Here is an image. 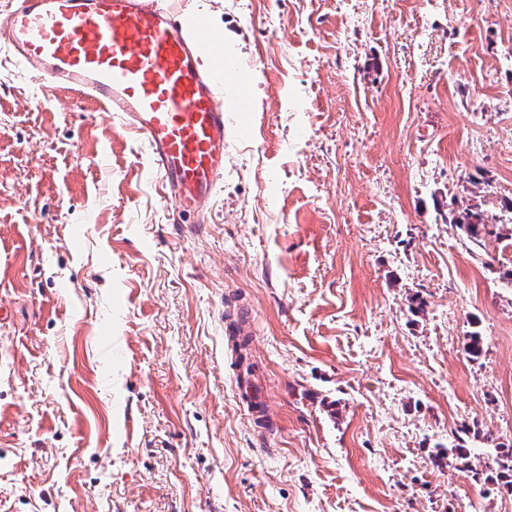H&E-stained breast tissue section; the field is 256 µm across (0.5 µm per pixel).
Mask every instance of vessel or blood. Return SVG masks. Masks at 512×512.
Listing matches in <instances>:
<instances>
[{
  "label": "vessel or blood",
  "instance_id": "obj_1",
  "mask_svg": "<svg viewBox=\"0 0 512 512\" xmlns=\"http://www.w3.org/2000/svg\"><path fill=\"white\" fill-rule=\"evenodd\" d=\"M0 43L42 93L120 113L148 144L164 195L201 215L224 176L225 104L239 63L167 0H11Z\"/></svg>",
  "mask_w": 512,
  "mask_h": 512
}]
</instances>
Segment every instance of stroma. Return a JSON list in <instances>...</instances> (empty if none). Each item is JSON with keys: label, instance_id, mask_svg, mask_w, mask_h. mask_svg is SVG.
<instances>
[{"label": "stroma", "instance_id": "35a3bbf8", "mask_svg": "<svg viewBox=\"0 0 512 512\" xmlns=\"http://www.w3.org/2000/svg\"><path fill=\"white\" fill-rule=\"evenodd\" d=\"M179 2L241 61L201 224L0 48V512H500L433 458L512 443V0ZM450 224L457 225L472 245L484 251L488 249L491 237H500L494 230L497 224H488L484 211L477 206L465 208L452 218Z\"/></svg>", "mask_w": 512, "mask_h": 512}]
</instances>
